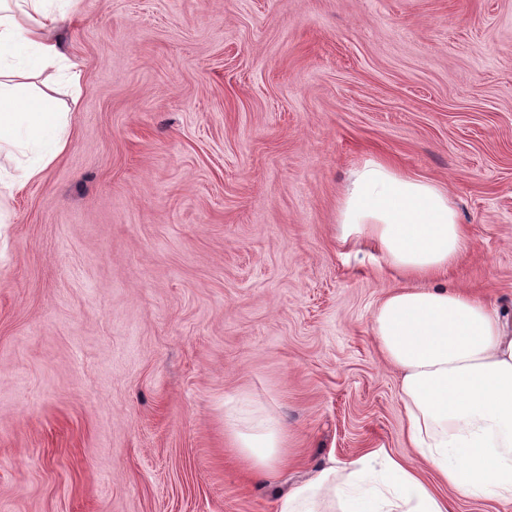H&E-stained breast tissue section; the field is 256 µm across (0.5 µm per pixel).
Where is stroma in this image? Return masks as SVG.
<instances>
[{
    "instance_id": "stroma-1",
    "label": "stroma",
    "mask_w": 512,
    "mask_h": 512,
    "mask_svg": "<svg viewBox=\"0 0 512 512\" xmlns=\"http://www.w3.org/2000/svg\"><path fill=\"white\" fill-rule=\"evenodd\" d=\"M71 141L0 196V512H276L312 469L411 456L341 243L350 171L445 183L448 280L512 305V0H78ZM288 457L247 479L231 412Z\"/></svg>"
}]
</instances>
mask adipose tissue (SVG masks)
I'll return each mask as SVG.
<instances>
[{"label": "adipose tissue", "instance_id": "adipose-tissue-1", "mask_svg": "<svg viewBox=\"0 0 512 512\" xmlns=\"http://www.w3.org/2000/svg\"><path fill=\"white\" fill-rule=\"evenodd\" d=\"M73 0H0V152L14 172L0 189L40 180L70 142L69 115L43 85L81 73L53 30ZM340 240L365 237L407 279L372 314L371 332L399 374L403 435L416 459L373 448L315 470L280 495L277 512H452L448 491L512 504V309L463 288H436L469 249L446 187L383 159L357 167L338 210ZM232 446L254 474L271 471L288 436L260 409L245 407Z\"/></svg>", "mask_w": 512, "mask_h": 512}]
</instances>
